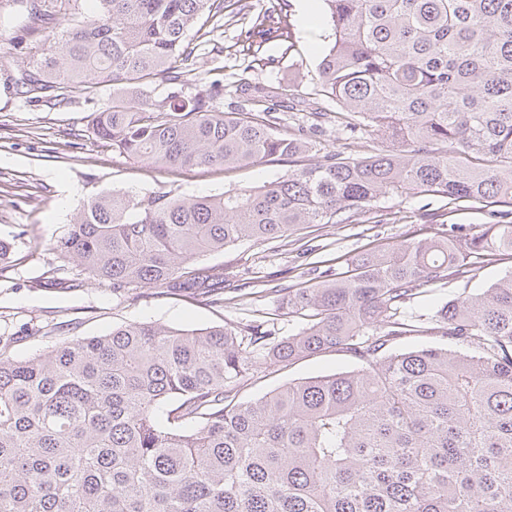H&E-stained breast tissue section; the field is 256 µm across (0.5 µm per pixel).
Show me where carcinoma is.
Wrapping results in <instances>:
<instances>
[{
    "mask_svg": "<svg viewBox=\"0 0 512 512\" xmlns=\"http://www.w3.org/2000/svg\"><path fill=\"white\" fill-rule=\"evenodd\" d=\"M26 0L62 33L37 42L18 79L29 102L122 91L94 113L112 150L183 170L288 160L279 94L253 87L226 112L224 84L184 91L187 34L238 0ZM335 41L319 91L350 129L389 139L364 157L330 153L279 180L219 195L101 192L82 203L60 255L121 296L153 288L216 303L224 265L198 259L303 224H343L386 194L512 201V0H323ZM278 0L241 31L284 35ZM168 87L156 100L148 89ZM512 253V222L459 245L441 235L356 254L348 270L290 290L288 336L226 324L131 322L25 359L0 339V512H512V272L409 316L472 258ZM407 336L461 346L400 349ZM343 352L355 368L237 401L254 363Z\"/></svg>",
    "mask_w": 512,
    "mask_h": 512,
    "instance_id": "obj_1",
    "label": "carcinoma"
}]
</instances>
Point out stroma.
I'll list each match as a JSON object with an SVG mask.
<instances>
[{"label":"stroma","mask_w":512,"mask_h":512,"mask_svg":"<svg viewBox=\"0 0 512 512\" xmlns=\"http://www.w3.org/2000/svg\"><path fill=\"white\" fill-rule=\"evenodd\" d=\"M289 40H270L249 47L240 32L245 23L232 14L215 20L213 32H189L197 47V76L224 82L221 109H230L241 83L275 88L283 97H308L324 48L333 40L322 0H286ZM20 0H0V240L12 249L0 266V336L12 337L9 352L30 357L73 336H102L128 322H154L182 329L229 323H260L286 336L297 318L282 314L277 289L298 288L326 277L350 255L374 246H390L445 232L465 242L488 225L504 222L507 206L487 200L449 203L438 195L380 197L360 213L354 224H306L287 238L243 241L223 253L205 257L220 264L229 283L237 285L223 302L205 304L170 298L151 288L116 298L111 288L83 274L76 262H63L55 250L79 204L105 189L133 192L177 190L184 195L220 194L259 187L287 174L284 162H263L224 169L196 167L178 173L155 168L112 151L92 129L95 111L112 103V88L100 84L93 98L75 94L56 105L29 103L16 91L15 80L26 64L31 45ZM304 131L312 145L304 161L316 163L329 151L363 156L365 136L348 137L344 125L320 122L305 112L282 115L281 131ZM67 266L79 287L60 291L45 287L49 270ZM475 278L436 286L416 298L411 311L422 313L463 290L488 287L512 271V258L480 260ZM340 352L303 359L289 367L258 363L256 375L238 388L240 400L258 398L277 386L302 378L329 375L351 368Z\"/></svg>","instance_id":"stroma-1"}]
</instances>
